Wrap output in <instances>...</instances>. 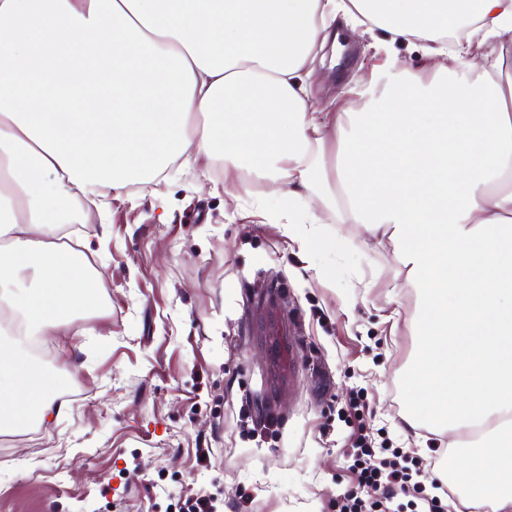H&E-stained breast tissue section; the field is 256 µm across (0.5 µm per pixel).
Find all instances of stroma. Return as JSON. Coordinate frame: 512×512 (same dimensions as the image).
Segmentation results:
<instances>
[{
    "instance_id": "obj_1",
    "label": "stroma",
    "mask_w": 512,
    "mask_h": 512,
    "mask_svg": "<svg viewBox=\"0 0 512 512\" xmlns=\"http://www.w3.org/2000/svg\"><path fill=\"white\" fill-rule=\"evenodd\" d=\"M340 50L302 73L311 100L356 107L380 67L428 75L420 44L336 21ZM279 184L179 164L88 200L74 235L101 274L102 316L44 337L66 410L0 430V512H338L358 426L459 501L450 431L403 434L422 294L388 241L318 208L329 249L269 220Z\"/></svg>"
}]
</instances>
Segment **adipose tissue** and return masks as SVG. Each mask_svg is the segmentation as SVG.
<instances>
[{
  "label": "adipose tissue",
  "mask_w": 512,
  "mask_h": 512,
  "mask_svg": "<svg viewBox=\"0 0 512 512\" xmlns=\"http://www.w3.org/2000/svg\"><path fill=\"white\" fill-rule=\"evenodd\" d=\"M418 41L433 77L385 70L348 115L301 80L337 15ZM471 28L499 54L445 39ZM512 0H0V425L63 413L25 342L98 315L99 275L58 233L80 196L121 197L187 153L280 183L386 238L426 308L404 416L471 438L464 512H512Z\"/></svg>",
  "instance_id": "1"
}]
</instances>
